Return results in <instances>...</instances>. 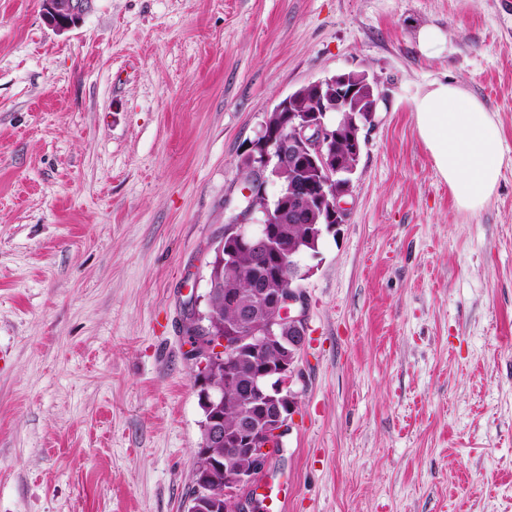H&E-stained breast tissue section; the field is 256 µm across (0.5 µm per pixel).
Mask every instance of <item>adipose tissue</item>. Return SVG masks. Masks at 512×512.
I'll use <instances>...</instances> for the list:
<instances>
[{
	"mask_svg": "<svg viewBox=\"0 0 512 512\" xmlns=\"http://www.w3.org/2000/svg\"><path fill=\"white\" fill-rule=\"evenodd\" d=\"M420 138L458 208L475 212L501 176V128L494 112L460 85L435 81L413 101Z\"/></svg>",
	"mask_w": 512,
	"mask_h": 512,
	"instance_id": "adipose-tissue-1",
	"label": "adipose tissue"
}]
</instances>
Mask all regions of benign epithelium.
Wrapping results in <instances>:
<instances>
[{
    "mask_svg": "<svg viewBox=\"0 0 512 512\" xmlns=\"http://www.w3.org/2000/svg\"><path fill=\"white\" fill-rule=\"evenodd\" d=\"M92 0H40L42 15L47 24L57 31L77 26L91 8ZM314 92L312 107L298 106L301 96ZM379 98L371 94L368 75L364 72H347L311 82L285 97L275 108L284 113L285 119L277 127L265 124L240 164L237 178L242 186L245 206L226 226V234L236 237L257 255H267L276 248L271 225L281 224L286 214V204L304 198L313 172L319 183L316 203L326 217V232L335 231L345 222L346 198L352 192V176L356 168L346 165L336 153V142L343 136L350 143L352 154L359 156L363 141L361 131L374 123ZM352 115L347 124L337 123L344 108ZM291 172L288 192L266 203L262 209L263 220L252 228L247 221L255 211L254 199L267 196L271 179ZM259 305L253 308L238 307L239 297L226 295L224 303L239 308L238 322L228 336H218L197 354V364L205 378L218 366H227L238 353L248 348L253 352L269 346H282L278 334L280 324L288 323V362L278 368L268 366L261 374L245 385H235L232 376L224 377V385L237 387L246 396L250 410L243 413L238 444L241 448L224 453V464L217 465L224 474V503L200 502L195 512H253L257 500V475L267 467L274 456L275 445L288 430L296 412L293 393L280 400L270 395L269 373L278 375L275 390L290 389L296 362L309 343V327L305 299L296 286L265 290L258 296ZM208 438L212 444L224 443V419L218 413L208 420ZM250 489V495L238 491Z\"/></svg>",
    "mask_w": 512,
    "mask_h": 512,
    "instance_id": "7a95c632",
    "label": "benign epithelium"
}]
</instances>
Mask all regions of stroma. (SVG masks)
<instances>
[{"mask_svg": "<svg viewBox=\"0 0 512 512\" xmlns=\"http://www.w3.org/2000/svg\"><path fill=\"white\" fill-rule=\"evenodd\" d=\"M348 71L382 101L299 261L298 411L259 484L286 512H512V0H93L65 32L0 0V512H188L186 303L268 113ZM436 80L502 129L474 213L417 131ZM446 40L445 34L438 28L425 26L417 34V45L424 54L439 50Z\"/></svg>", "mask_w": 512, "mask_h": 512, "instance_id": "obj_1", "label": "stroma"}]
</instances>
